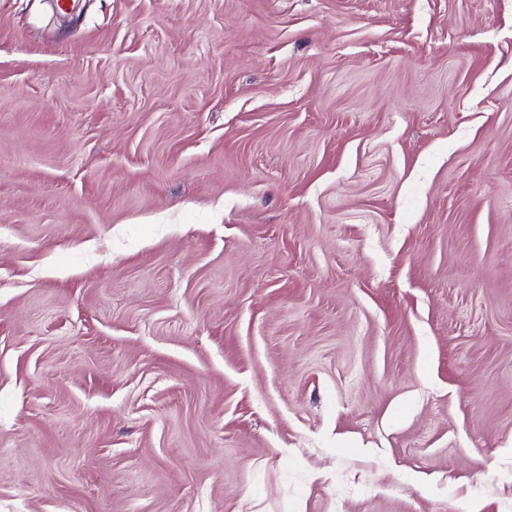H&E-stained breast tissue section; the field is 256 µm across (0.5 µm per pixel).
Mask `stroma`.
I'll list each match as a JSON object with an SVG mask.
<instances>
[{"instance_id":"1","label":"stroma","mask_w":512,"mask_h":512,"mask_svg":"<svg viewBox=\"0 0 512 512\" xmlns=\"http://www.w3.org/2000/svg\"><path fill=\"white\" fill-rule=\"evenodd\" d=\"M0 0V512H512V0Z\"/></svg>"}]
</instances>
